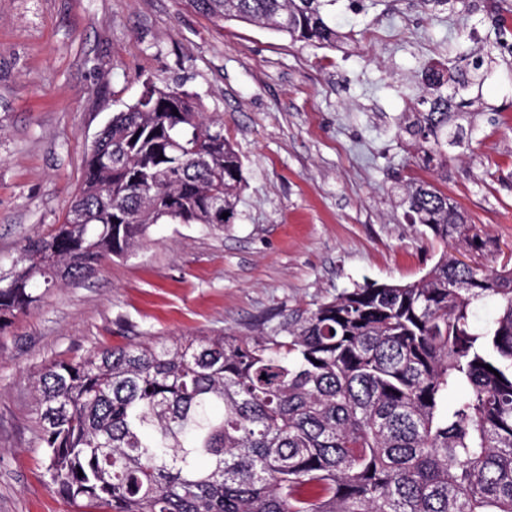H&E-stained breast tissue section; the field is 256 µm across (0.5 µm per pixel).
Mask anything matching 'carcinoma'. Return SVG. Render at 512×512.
Here are the masks:
<instances>
[{
    "label": "carcinoma",
    "mask_w": 512,
    "mask_h": 512,
    "mask_svg": "<svg viewBox=\"0 0 512 512\" xmlns=\"http://www.w3.org/2000/svg\"><path fill=\"white\" fill-rule=\"evenodd\" d=\"M191 2L217 23L341 41L325 18L336 0ZM481 68L455 69L450 94L444 69H426L427 110L400 127L417 166L442 167L461 144L453 117L474 105L460 92ZM242 169L223 117L145 83L94 142L63 223L0 271V329L38 288L93 275L153 224L232 223ZM405 203L443 246L414 282L346 288L272 333L47 364L33 388L53 489L79 512H512V257L458 259L450 248L485 258L490 242L433 184L412 179ZM487 301L496 313L479 325Z\"/></svg>",
    "instance_id": "carcinoma-1"
}]
</instances>
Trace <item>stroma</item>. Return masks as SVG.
Returning <instances> with one entry per match:
<instances>
[{
  "mask_svg": "<svg viewBox=\"0 0 512 512\" xmlns=\"http://www.w3.org/2000/svg\"><path fill=\"white\" fill-rule=\"evenodd\" d=\"M487 0H336L316 48L189 0H0V269L61 223L96 137L148 81L224 117L245 185L231 224H156L92 277L43 292L0 332V512H75L50 486L31 378L105 346L254 336L346 288L410 283L440 246L409 223L408 178L437 185L512 249V55ZM492 58L479 115L426 172L397 137L422 74Z\"/></svg>",
  "mask_w": 512,
  "mask_h": 512,
  "instance_id": "1",
  "label": "stroma"
}]
</instances>
